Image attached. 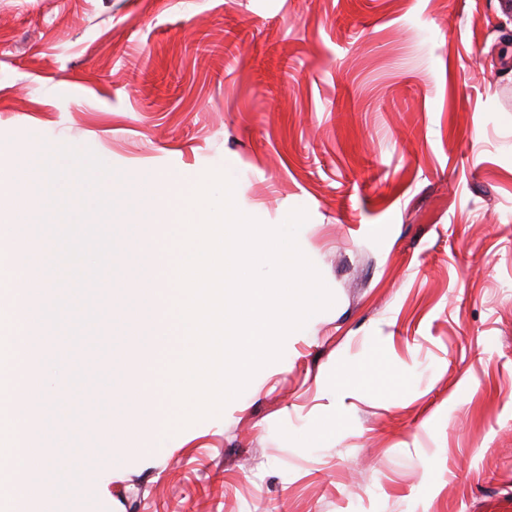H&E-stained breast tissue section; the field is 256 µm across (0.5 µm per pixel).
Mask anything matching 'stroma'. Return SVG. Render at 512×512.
Wrapping results in <instances>:
<instances>
[{
	"mask_svg": "<svg viewBox=\"0 0 512 512\" xmlns=\"http://www.w3.org/2000/svg\"><path fill=\"white\" fill-rule=\"evenodd\" d=\"M91 150L148 183L227 171L265 225L296 208L335 301L220 417L102 461L45 512H512V19L501 0H0V158ZM84 371L57 399L91 444L112 409L99 289L53 280ZM391 369L336 390L351 363Z\"/></svg>",
	"mask_w": 512,
	"mask_h": 512,
	"instance_id": "1",
	"label": "stroma"
}]
</instances>
